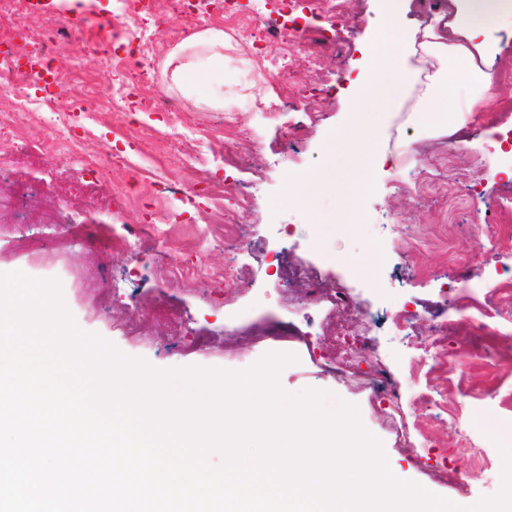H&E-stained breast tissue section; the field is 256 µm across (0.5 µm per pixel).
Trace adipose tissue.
I'll return each mask as SVG.
<instances>
[{"mask_svg":"<svg viewBox=\"0 0 512 512\" xmlns=\"http://www.w3.org/2000/svg\"><path fill=\"white\" fill-rule=\"evenodd\" d=\"M403 0H388L383 24L368 34L351 82L359 92L347 129L329 134L323 141L326 154L349 157L359 179L343 189L348 202H362L372 186V173L385 157L377 148V123L365 112L364 101L375 103L378 112L399 111L410 96L419 100V118L428 130L447 128L470 102L457 97L460 82H467L472 99L482 98L487 74L476 63L470 41L484 35L488 19H502L501 0H453L449 23L433 21L416 37H408L402 20ZM174 68L172 81L189 94L206 86L224 70V33L202 29L189 33L168 57Z\"/></svg>","mask_w":512,"mask_h":512,"instance_id":"adipose-tissue-1","label":"adipose tissue"}]
</instances>
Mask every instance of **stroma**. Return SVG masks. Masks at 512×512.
<instances>
[{"instance_id":"obj_1","label":"stroma","mask_w":512,"mask_h":512,"mask_svg":"<svg viewBox=\"0 0 512 512\" xmlns=\"http://www.w3.org/2000/svg\"><path fill=\"white\" fill-rule=\"evenodd\" d=\"M310 0H215L211 15L184 24L171 11L131 24L130 41H113L106 24L113 0H87L68 14L50 7V27L76 31L77 39L53 44L61 64V102L71 99L76 75L92 77L96 95L82 104L95 122L74 117L72 132L87 156L111 167L100 188L102 207L82 214L69 188L67 160L46 154L19 167L21 181L39 185L30 225L41 248L22 244L11 216L0 217V273L19 271L60 285L64 305L76 327L113 345L122 355L158 370L199 367L243 372L269 354H290L278 384L287 394L324 392L326 409L356 407L363 428L380 441L389 468L402 481L427 488L450 501L476 502L502 489V445L512 441V360L495 365L499 381L481 384L484 361L476 345L451 340L456 364L451 408L439 398V381L427 382L434 354L426 340L434 325L452 321L460 335L477 325L512 335V310L494 302V290L512 280V249L501 247L497 210L512 198V146L501 136L512 127L504 117L512 103V25L492 28L485 43L496 59L492 84L476 113L449 131H422L414 101L388 114L379 148L388 157L373 176L371 192L358 210L347 211L336 183L356 178L346 157L322 150L325 135L347 128L355 102L345 77L366 34L382 21L383 0H347L344 17L313 12ZM174 30L161 48L148 43L154 26ZM279 29L262 40L259 29ZM304 27L320 60L311 70L298 58L293 72L272 66L287 31ZM223 31L224 107L212 110L188 96L163 70L171 51L189 30ZM169 111L149 107L151 98ZM312 113L302 136L287 135L289 123ZM169 137L161 161H139L140 133ZM327 172L332 183L310 207L281 206L288 174ZM223 186V199L214 196ZM116 224L154 227L152 249L141 258L112 246ZM377 249L374 275L354 265L356 257ZM312 268L327 282L347 288L365 311L377 344L362 355L360 374L337 383L322 373L318 358L325 346L299 339L275 340L268 331L291 321L315 333L322 320L342 321L345 311L321 307L302 313L288 304L278 260ZM200 265L220 271L245 267L244 276L193 286L172 282L168 266ZM469 270L466 288H457V266ZM103 270L100 306L87 301L86 270ZM120 294H113V286ZM412 318L395 324L400 311ZM243 342L227 349V336ZM385 365L400 384L409 424L427 423L438 445L419 434L400 443L364 376ZM481 452L486 466L475 471L471 456Z\"/></svg>"}]
</instances>
